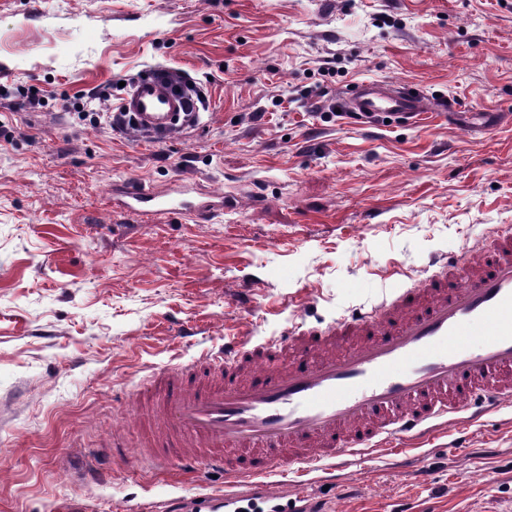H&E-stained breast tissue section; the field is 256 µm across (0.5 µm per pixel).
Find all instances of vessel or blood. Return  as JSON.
<instances>
[{
	"label": "vessel or blood",
	"instance_id": "obj_1",
	"mask_svg": "<svg viewBox=\"0 0 512 512\" xmlns=\"http://www.w3.org/2000/svg\"><path fill=\"white\" fill-rule=\"evenodd\" d=\"M120 109L157 136L199 118L151 74ZM342 109L410 119L426 105L369 80ZM125 197L146 214L187 208L139 186ZM150 381L163 391L160 439L144 461L185 477L220 468L225 478L224 493L173 498L167 512H203L213 500L224 512H309L306 494L273 486L270 475L293 463L311 468L371 453L468 411L479 397L490 410L512 403V228L368 312L258 344L229 342Z\"/></svg>",
	"mask_w": 512,
	"mask_h": 512
}]
</instances>
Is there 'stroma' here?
Instances as JSON below:
<instances>
[{
    "mask_svg": "<svg viewBox=\"0 0 512 512\" xmlns=\"http://www.w3.org/2000/svg\"><path fill=\"white\" fill-rule=\"evenodd\" d=\"M159 68L201 86L197 125L85 117ZM364 80L431 110L337 117ZM29 89L43 108L0 107V512L223 489L140 465L153 369L352 317L512 225V0H0V95ZM131 184L190 210H127ZM471 413L354 460L349 491L281 480L333 512H512V406Z\"/></svg>",
    "mask_w": 512,
    "mask_h": 512,
    "instance_id": "1",
    "label": "stroma"
}]
</instances>
